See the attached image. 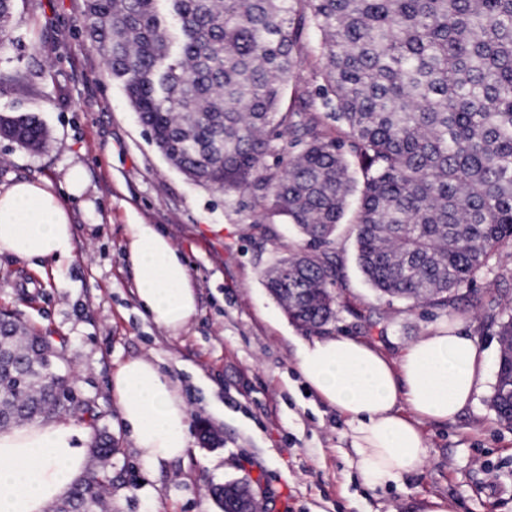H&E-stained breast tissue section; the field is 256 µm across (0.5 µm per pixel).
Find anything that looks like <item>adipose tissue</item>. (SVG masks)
<instances>
[{"label":"adipose tissue","mask_w":512,"mask_h":512,"mask_svg":"<svg viewBox=\"0 0 512 512\" xmlns=\"http://www.w3.org/2000/svg\"><path fill=\"white\" fill-rule=\"evenodd\" d=\"M70 212L49 182L21 180L0 190V254L21 259L72 256ZM126 259L143 311L170 333L197 314L186 260L154 225L127 226ZM298 368L310 388L347 416L357 466L373 485L419 470L426 457L422 423L454 418L486 380L473 337L442 326L420 336L398 360L339 335L301 345ZM112 391L135 448L148 461L184 455L189 410L157 364L133 358L112 377ZM83 433L74 422H27L0 431V512H44L86 470Z\"/></svg>","instance_id":"1"}]
</instances>
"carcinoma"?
I'll return each mask as SVG.
<instances>
[{
  "mask_svg": "<svg viewBox=\"0 0 512 512\" xmlns=\"http://www.w3.org/2000/svg\"><path fill=\"white\" fill-rule=\"evenodd\" d=\"M85 0L84 29L151 140L193 181L244 190L295 225L306 249L266 286L289 317L321 333L336 318V267L318 251L357 200L358 266L380 294L446 307L512 254V0ZM314 58L321 84L281 108ZM26 148L36 117L0 118ZM273 138L283 175L261 174ZM490 399L512 425V306ZM0 313V429L99 417L57 373L63 353ZM112 477L91 472L51 512H101ZM236 485L216 491L236 512Z\"/></svg>",
  "mask_w": 512,
  "mask_h": 512,
  "instance_id": "obj_1",
  "label": "carcinoma"
}]
</instances>
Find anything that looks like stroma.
<instances>
[{"label":"stroma","instance_id":"1","mask_svg":"<svg viewBox=\"0 0 512 512\" xmlns=\"http://www.w3.org/2000/svg\"><path fill=\"white\" fill-rule=\"evenodd\" d=\"M0 56L28 78L0 85V117L35 115L47 131L31 151L0 136V188L29 179L63 185L81 165L86 187L68 200L71 261L0 255V310L63 348V369L79 398L95 402L98 427L118 449L92 470L112 476L103 512H220L216 486L248 480L261 512H423L428 498L454 512H498L512 502V425L489 406L494 375L453 420L422 427L421 470L384 486L357 468L348 420L307 393L297 353L311 333L298 326L264 283L277 260L305 242L249 192L200 186L152 143L119 83L83 30L84 0H11ZM139 217L167 234L187 259L198 312L179 334L138 307L125 260L126 226ZM326 252L336 267V320L330 332L364 340L397 359L420 336L456 326L477 339L488 365L499 343L489 273L447 307L390 299L356 262L352 224ZM144 357L177 381L189 408V443L171 460L142 459L124 430L112 393L119 365ZM208 425L216 439L203 438Z\"/></svg>","mask_w":512,"mask_h":512}]
</instances>
